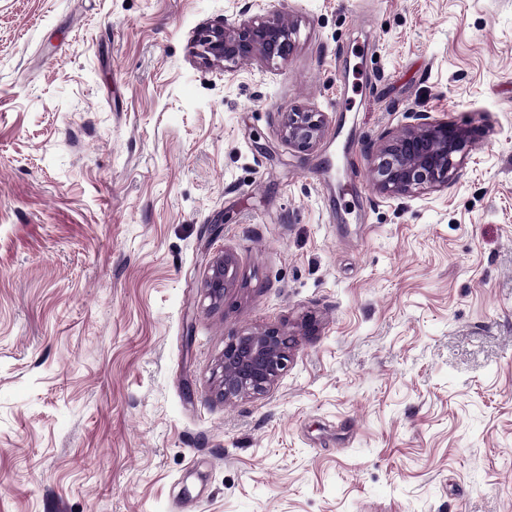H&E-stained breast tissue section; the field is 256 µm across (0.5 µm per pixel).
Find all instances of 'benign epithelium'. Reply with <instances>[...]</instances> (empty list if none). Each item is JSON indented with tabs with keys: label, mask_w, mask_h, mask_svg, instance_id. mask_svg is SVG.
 Wrapping results in <instances>:
<instances>
[{
	"label": "benign epithelium",
	"mask_w": 512,
	"mask_h": 512,
	"mask_svg": "<svg viewBox=\"0 0 512 512\" xmlns=\"http://www.w3.org/2000/svg\"><path fill=\"white\" fill-rule=\"evenodd\" d=\"M293 28L278 12L240 24L226 21L204 30L196 40L195 55L207 66L233 70L240 62L258 59L272 66L293 49ZM411 121L384 136L374 153L376 189L388 197H404L448 187L469 153L473 132L446 118L412 112ZM328 123L324 112L294 107L281 113L280 125L288 145L300 153L314 150ZM238 279L236 255L226 250L209 261L204 281L206 294L219 301ZM286 327L243 332L224 346L218 367L216 395L224 401L267 394L288 367L299 335Z\"/></svg>",
	"instance_id": "benign-epithelium-1"
}]
</instances>
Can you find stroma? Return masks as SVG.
Wrapping results in <instances>:
<instances>
[{
	"label": "stroma",
	"mask_w": 512,
	"mask_h": 512,
	"mask_svg": "<svg viewBox=\"0 0 512 512\" xmlns=\"http://www.w3.org/2000/svg\"><path fill=\"white\" fill-rule=\"evenodd\" d=\"M277 6L286 61L192 55ZM412 111L475 140L387 198ZM309 317L215 397L233 336ZM0 512H512V0H0ZM328 123L324 112L294 107L282 112L280 125L288 145L300 153L314 150L321 142ZM238 279V261L236 255L224 250L213 256L208 263L207 275L204 281L206 294L211 300L219 301L224 294L234 288ZM304 332L286 327H266L234 336L224 346L218 367L220 381L216 395L224 402L267 394L288 367L299 336H306L311 324L302 325Z\"/></svg>",
	"instance_id": "obj_1"
}]
</instances>
